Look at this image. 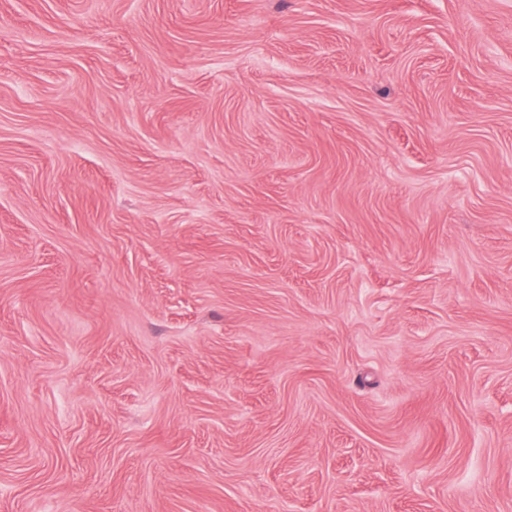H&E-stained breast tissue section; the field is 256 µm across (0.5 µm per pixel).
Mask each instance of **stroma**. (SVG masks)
Here are the masks:
<instances>
[{"instance_id":"stroma-1","label":"stroma","mask_w":512,"mask_h":512,"mask_svg":"<svg viewBox=\"0 0 512 512\" xmlns=\"http://www.w3.org/2000/svg\"><path fill=\"white\" fill-rule=\"evenodd\" d=\"M0 512H512V0H0Z\"/></svg>"}]
</instances>
